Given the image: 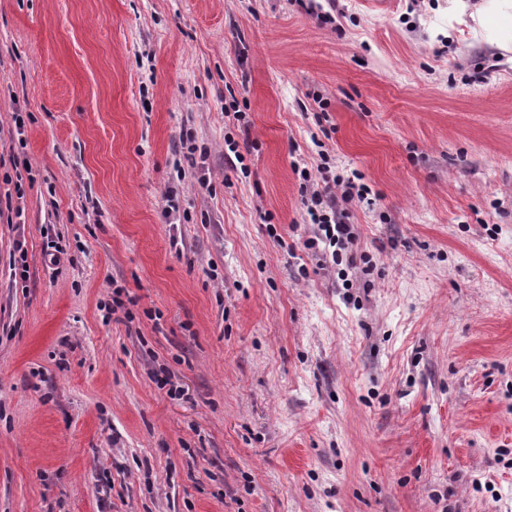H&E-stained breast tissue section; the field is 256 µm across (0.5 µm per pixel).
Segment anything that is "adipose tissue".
Masks as SVG:
<instances>
[{"mask_svg": "<svg viewBox=\"0 0 512 512\" xmlns=\"http://www.w3.org/2000/svg\"><path fill=\"white\" fill-rule=\"evenodd\" d=\"M448 17L460 24L472 20L475 33L490 44L512 42V0H482L476 7L468 0H448Z\"/></svg>", "mask_w": 512, "mask_h": 512, "instance_id": "adipose-tissue-1", "label": "adipose tissue"}]
</instances>
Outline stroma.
Listing matches in <instances>:
<instances>
[{
    "mask_svg": "<svg viewBox=\"0 0 512 512\" xmlns=\"http://www.w3.org/2000/svg\"><path fill=\"white\" fill-rule=\"evenodd\" d=\"M391 2L0 0V512H512V45ZM321 158L325 161L324 166L321 164L317 168L321 176V184L312 181L311 173L307 167L300 169L299 164L294 165L303 179L309 183L305 188L306 195L303 204L310 223L318 224L323 232L321 235L322 241L328 244L329 247L338 246L345 249V245L353 242L354 235L349 224H343L341 220L343 211L339 208V197L333 191V188H341L340 200L342 202H348L354 199L355 196L359 199H365L364 194L367 195L368 192L363 185H358L355 182V179H360V175L356 172H352L351 176L345 178L335 176L331 179L327 174L330 171L329 162H326L327 157L325 154H321Z\"/></svg>",
    "mask_w": 512,
    "mask_h": 512,
    "instance_id": "obj_1",
    "label": "stroma"
}]
</instances>
